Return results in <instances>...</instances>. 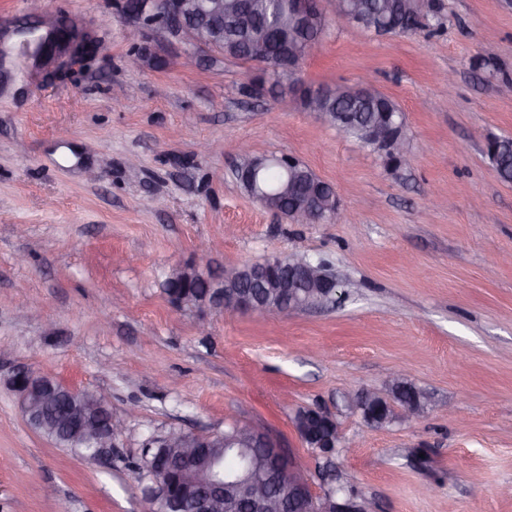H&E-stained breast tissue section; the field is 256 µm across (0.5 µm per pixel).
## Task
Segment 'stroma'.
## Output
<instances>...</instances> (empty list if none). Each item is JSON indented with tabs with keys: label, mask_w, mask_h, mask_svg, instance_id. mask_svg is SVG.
Wrapping results in <instances>:
<instances>
[{
	"label": "stroma",
	"mask_w": 512,
	"mask_h": 512,
	"mask_svg": "<svg viewBox=\"0 0 512 512\" xmlns=\"http://www.w3.org/2000/svg\"><path fill=\"white\" fill-rule=\"evenodd\" d=\"M118 0H42L96 36L55 78L9 46L0 86V512H148L134 464L177 428L265 430L295 465L318 459L292 419L340 425L342 480L377 512H512V183L486 153L512 137V0H427L425 28L360 35L327 16L302 65L312 87L368 84L400 107L408 160L316 114L254 97V66L147 28L139 68ZM449 72L454 96L435 81ZM123 87L124 107L112 101ZM290 155L334 185L343 219L296 224L234 177L241 147ZM100 173L98 180L88 170ZM300 254L329 264L334 303L292 312L174 307L171 269ZM136 406L112 453L86 459L23 417L15 369ZM402 370L426 395L412 423L369 428L346 394Z\"/></svg>",
	"instance_id": "35a3bbf8"
}]
</instances>
